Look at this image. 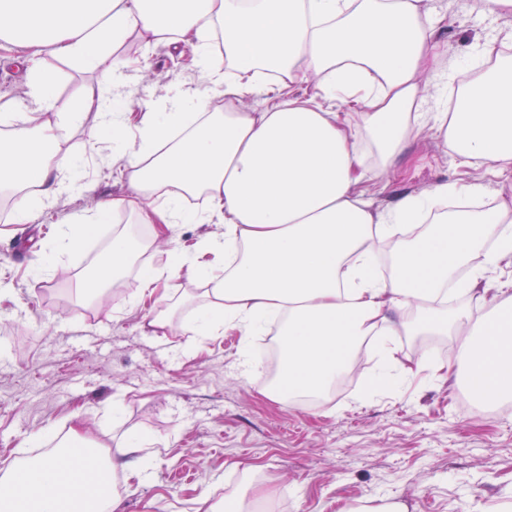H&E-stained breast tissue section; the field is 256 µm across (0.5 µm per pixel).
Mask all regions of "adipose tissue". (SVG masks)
Returning <instances> with one entry per match:
<instances>
[{
  "mask_svg": "<svg viewBox=\"0 0 512 512\" xmlns=\"http://www.w3.org/2000/svg\"><path fill=\"white\" fill-rule=\"evenodd\" d=\"M423 0H0V58L27 63L22 111L0 114V186L14 189V221L49 214L60 196L93 191L69 155L54 152L62 129L94 119L124 162L132 194L103 198L95 219L130 213L140 224H220L203 249L225 258L206 273L194 257L170 252L144 285L206 278L209 302L190 320L200 335L242 337L239 365L250 369L249 338L279 313L289 391H318L351 365L368 336L430 330L461 337L464 378L484 403L512 398V289L495 274L512 266V205L448 212L452 197L488 193L478 179L448 181L396 196L383 209L365 198L367 181L384 178L410 138L435 130L470 161L512 175V56L496 38L462 64H495L462 87L455 105L420 95L418 80L437 74L440 52ZM191 44L194 65L227 112L176 93L143 105L140 138L127 140L129 113L114 49L130 36ZM98 73L112 93L88 91L80 105L60 102L46 57ZM274 76L277 100L256 111L244 100ZM317 80V97L290 92L298 78ZM355 104V113L332 103ZM56 115L44 121L45 113ZM41 195L27 192L31 184ZM205 209H184L185 195ZM432 217L414 237L403 229ZM390 246L388 275L375 273L379 247ZM132 262L116 234L106 255L80 281L99 295ZM143 439L126 436L111 456L79 433L45 458L0 468V512H120L119 492L101 493Z\"/></svg>",
  "mask_w": 512,
  "mask_h": 512,
  "instance_id": "1",
  "label": "adipose tissue"
}]
</instances>
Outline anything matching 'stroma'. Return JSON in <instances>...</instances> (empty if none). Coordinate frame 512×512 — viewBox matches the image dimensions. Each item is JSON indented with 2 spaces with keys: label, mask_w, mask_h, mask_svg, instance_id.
<instances>
[{
  "label": "stroma",
  "mask_w": 512,
  "mask_h": 512,
  "mask_svg": "<svg viewBox=\"0 0 512 512\" xmlns=\"http://www.w3.org/2000/svg\"><path fill=\"white\" fill-rule=\"evenodd\" d=\"M432 4L442 68L455 67L491 35L512 34V15H486L482 0ZM115 53L135 63L125 73L129 108L185 91L209 111H223V98L192 69L190 47L132 38ZM44 64L57 74L60 100L98 84L97 75L65 60ZM61 140L96 191L60 198L49 221H0V321L15 324L0 333V466L33 457L28 441L41 433L52 444L75 429L109 450L134 432L154 452L145 458L148 481L121 473L122 512H199L202 497L229 495L244 512L261 499L283 512H341L358 499L382 505L390 498L407 512H488L512 501V401L483 407L463 383L449 380L457 337L439 335L445 353L392 386H375L381 363L367 353L356 385L322 404L270 398L261 363L245 374L237 368L238 333L202 336L188 328L205 280H167L163 300L141 295L144 272L164 251L196 250L223 234V225L181 224L163 237L128 214L96 225L81 248H58L74 216H93L101 197L131 191L121 165L105 167L111 151L94 122L63 130ZM406 155L387 185L368 184L374 208L399 193L471 176L483 178L492 201H512L511 179L487 165L462 164L431 131L411 139ZM116 232L136 248V260L98 305L76 284ZM167 308L173 329L148 328Z\"/></svg>",
  "instance_id": "obj_1"
}]
</instances>
